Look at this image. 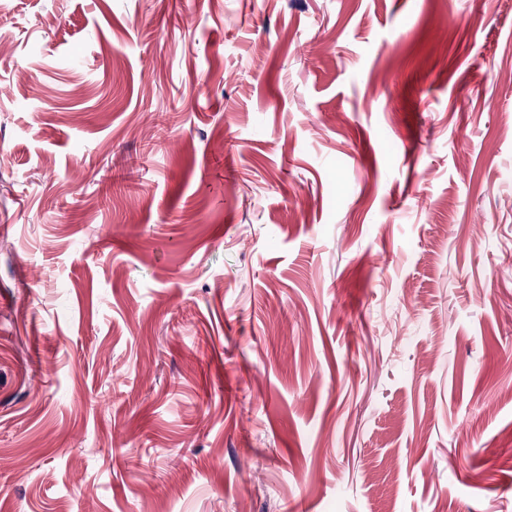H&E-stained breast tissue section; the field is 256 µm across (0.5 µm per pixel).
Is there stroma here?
<instances>
[{"label": "stroma", "instance_id": "obj_1", "mask_svg": "<svg viewBox=\"0 0 512 512\" xmlns=\"http://www.w3.org/2000/svg\"><path fill=\"white\" fill-rule=\"evenodd\" d=\"M0 512H512V0H0Z\"/></svg>", "mask_w": 512, "mask_h": 512}]
</instances>
